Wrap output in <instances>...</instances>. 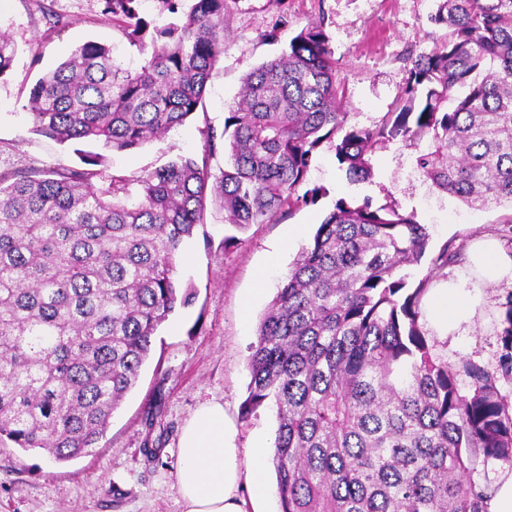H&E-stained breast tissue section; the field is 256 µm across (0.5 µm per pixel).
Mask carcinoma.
<instances>
[{
    "instance_id": "cac0c4a2",
    "label": "carcinoma",
    "mask_w": 512,
    "mask_h": 512,
    "mask_svg": "<svg viewBox=\"0 0 512 512\" xmlns=\"http://www.w3.org/2000/svg\"><path fill=\"white\" fill-rule=\"evenodd\" d=\"M103 2L146 54L140 67L87 41L37 79L25 108L60 144L130 151L204 110L225 0L187 10L162 0L174 17L162 27L139 0ZM430 21L446 38L412 61L399 111L377 129H344V88L319 22L243 78L222 132L202 131L200 157L137 176L85 150L78 167L0 170V441L57 463L96 447L159 327L192 303L177 264L208 197L236 231L313 203L324 188L299 189L325 142L359 182L372 178L377 150L426 138L416 165L437 189L512 206V0H441ZM16 54L0 34V76ZM220 148L228 162L214 179ZM430 238L393 202L340 199L281 280L251 345L242 411H275L281 512H488L489 487L471 473L490 461L512 469V413L496 374L436 352L419 324L425 282L411 291L397 274ZM461 257L447 243L432 264Z\"/></svg>"
}]
</instances>
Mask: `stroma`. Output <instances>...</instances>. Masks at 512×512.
<instances>
[{"instance_id": "1", "label": "stroma", "mask_w": 512, "mask_h": 512, "mask_svg": "<svg viewBox=\"0 0 512 512\" xmlns=\"http://www.w3.org/2000/svg\"><path fill=\"white\" fill-rule=\"evenodd\" d=\"M438 4L227 0L224 51L207 84L205 113L136 150L105 151L107 165L136 176L179 155H201L202 129L223 130L242 79L318 22L329 36L345 84L346 127H377L400 107L411 58L433 50L446 34L430 21ZM102 9L101 0H0V31L17 45L11 70L0 77V169L29 162L41 167L78 165L73 147L33 132L24 103L36 80L85 41L110 45L124 65L141 64V56ZM272 31L277 34L273 40L268 37ZM416 154L415 147L393 142L375 154L372 180L353 183L340 168L334 144L323 143L307 184L324 187L325 195L273 222L249 225L229 250L224 247V211L219 202L209 201L205 223L186 243L177 267V279L192 286L194 301L158 330L151 357L103 438L88 454L66 463L0 442V512H181L177 443L184 424L209 400L223 404L239 459L250 466L254 448L272 444L276 429L270 410L241 415L250 381V346L280 280L337 200L352 205L367 197L377 205L392 200L401 212L414 214L429 227L431 253L408 269L412 288L422 281L434 288L445 277L430 256L446 242L464 243L484 230L497 233L512 248V230L502 223L511 206L474 207L439 192L417 170ZM503 335L498 314L486 311L452 358L497 369ZM150 430L161 437L156 458L142 451Z\"/></svg>"}]
</instances>
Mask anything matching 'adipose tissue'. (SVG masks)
I'll return each instance as SVG.
<instances>
[{"label": "adipose tissue", "mask_w": 512, "mask_h": 512, "mask_svg": "<svg viewBox=\"0 0 512 512\" xmlns=\"http://www.w3.org/2000/svg\"><path fill=\"white\" fill-rule=\"evenodd\" d=\"M512 250L493 234H479L471 243L466 267L449 274L445 285L431 289L427 317L448 351L457 350L468 328L485 309L512 305ZM232 430L217 401L200 405L178 442V494L183 512H247V502L264 499L262 462L266 446L254 452L250 480H243Z\"/></svg>", "instance_id": "ef3b65f1"}]
</instances>
